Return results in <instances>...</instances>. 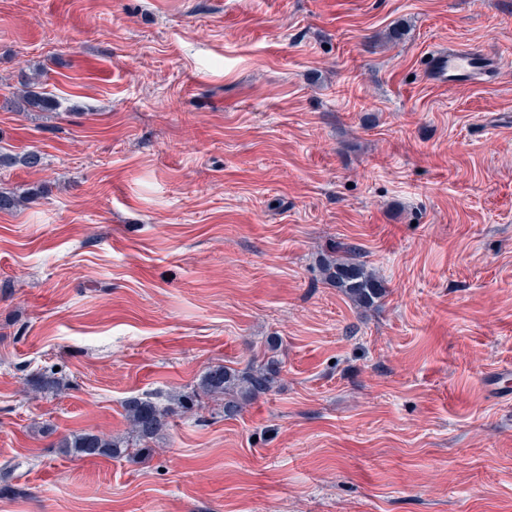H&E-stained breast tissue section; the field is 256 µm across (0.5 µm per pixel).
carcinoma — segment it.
Masks as SVG:
<instances>
[{
  "instance_id": "1",
  "label": "carcinoma",
  "mask_w": 512,
  "mask_h": 512,
  "mask_svg": "<svg viewBox=\"0 0 512 512\" xmlns=\"http://www.w3.org/2000/svg\"><path fill=\"white\" fill-rule=\"evenodd\" d=\"M8 105L15 112L34 109L55 112L61 107V103L35 80L24 82L21 93L11 98ZM17 164L35 168L42 164V156L36 151L14 156L0 153V167ZM25 200V196L14 190L0 188V211L14 210ZM323 271L328 281L361 307H372L384 296L382 283L357 259L352 247L343 248L340 256L327 258ZM280 373V361L272 356L259 363L253 360L242 370L213 366L199 378L192 392L172 396L165 406L148 397L127 399L123 405L125 418L131 433L142 440L159 436L167 427L169 418L204 409L205 398L221 406L224 417L233 418L253 401L271 392ZM60 385L55 373L45 371L38 374L32 387L39 392L53 391ZM59 447L67 455L83 458H112L126 452L112 437L92 432H73L60 441Z\"/></svg>"
}]
</instances>
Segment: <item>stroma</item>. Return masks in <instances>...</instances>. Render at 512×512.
<instances>
[{
    "mask_svg": "<svg viewBox=\"0 0 512 512\" xmlns=\"http://www.w3.org/2000/svg\"><path fill=\"white\" fill-rule=\"evenodd\" d=\"M448 44L489 75L430 80ZM35 75L58 112L7 108ZM32 149L0 168V512H512V0H0V152ZM340 245L375 306L325 281ZM273 336L241 416L60 453ZM58 448H64L66 455L83 458L119 457L128 450L112 437L92 432H73L60 441Z\"/></svg>",
    "mask_w": 512,
    "mask_h": 512,
    "instance_id": "1",
    "label": "stroma"
}]
</instances>
